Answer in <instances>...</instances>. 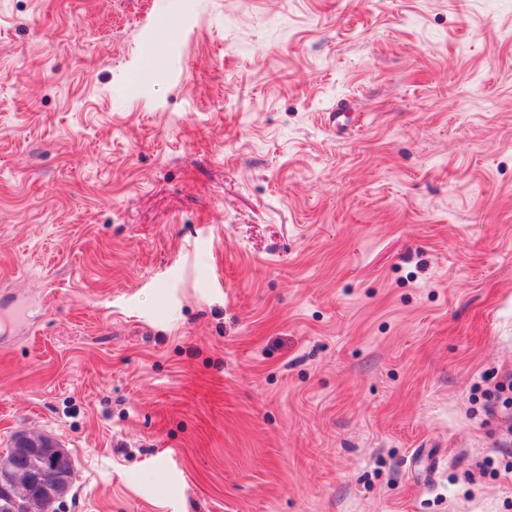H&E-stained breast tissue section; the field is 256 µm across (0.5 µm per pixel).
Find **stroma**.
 <instances>
[{
	"label": "stroma",
	"mask_w": 512,
	"mask_h": 512,
	"mask_svg": "<svg viewBox=\"0 0 512 512\" xmlns=\"http://www.w3.org/2000/svg\"><path fill=\"white\" fill-rule=\"evenodd\" d=\"M18 300L56 512H512V0H0Z\"/></svg>",
	"instance_id": "35a3bbf8"
}]
</instances>
